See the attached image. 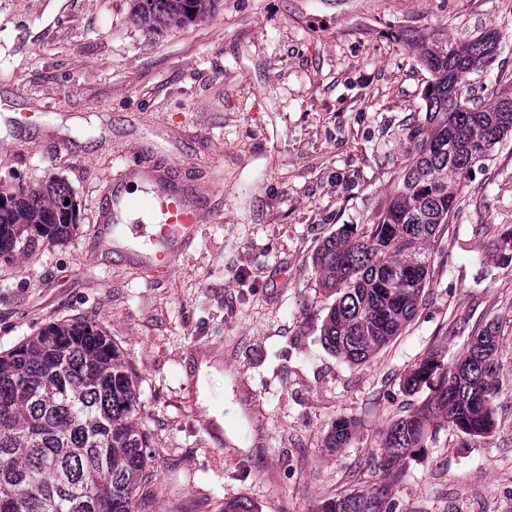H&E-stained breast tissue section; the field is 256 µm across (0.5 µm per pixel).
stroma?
<instances>
[{"instance_id": "35a3bbf8", "label": "stroma", "mask_w": 512, "mask_h": 512, "mask_svg": "<svg viewBox=\"0 0 512 512\" xmlns=\"http://www.w3.org/2000/svg\"><path fill=\"white\" fill-rule=\"evenodd\" d=\"M495 32L496 56L464 97L512 83V0H217L211 17L152 32L131 0H0V192L58 178L78 228L0 262V352L47 324L103 326L138 378L155 496L147 512H317L377 481L381 435L444 367L500 327L496 430L428 426L395 485L396 512H512V139L476 164L433 243L427 295L368 361L328 349L331 304L314 263L343 225L371 223L425 115L429 74L412 44ZM25 124L14 123V116ZM167 170L206 202L197 238L156 279L99 248L91 230L123 160ZM195 343L219 359L211 400L231 430L216 447L197 402ZM350 441L325 447L333 422Z\"/></svg>"}]
</instances>
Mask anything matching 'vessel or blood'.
<instances>
[{"instance_id":"obj_1","label":"vessel or blood","mask_w":512,"mask_h":512,"mask_svg":"<svg viewBox=\"0 0 512 512\" xmlns=\"http://www.w3.org/2000/svg\"><path fill=\"white\" fill-rule=\"evenodd\" d=\"M134 179L150 186L145 207L153 214L154 223L124 225L118 219L125 203L123 192L128 181ZM203 220L202 202L189 199L176 189L165 170L128 163L120 170L113 184L112 203L99 215L92 235L104 240L112 235L129 234L136 247L124 251V259L167 275L195 238Z\"/></svg>"}]
</instances>
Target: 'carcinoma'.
<instances>
[{
	"mask_svg": "<svg viewBox=\"0 0 512 512\" xmlns=\"http://www.w3.org/2000/svg\"><path fill=\"white\" fill-rule=\"evenodd\" d=\"M151 31L201 21L215 0H133ZM497 40L427 38L417 44L429 78L424 121L395 190L372 223L342 229L316 254L320 286L333 297L323 324L327 346L361 364L407 326L422 304L433 262L430 244L456 208L469 171L512 134V88L488 104L462 99L460 77L491 65ZM66 186L50 179L35 190L0 195V259L10 261L41 239L76 228ZM499 332L489 324L460 359L441 371L425 358L405 378L408 392L426 385L420 407L390 423L378 465L384 480L337 493L322 512H395L392 487L404 461L424 447V431L441 419L470 437H485L502 407L497 383ZM140 400L127 356L95 322L68 319L41 328L0 354V512H141L152 475L136 416ZM354 421L339 419L326 447L341 448Z\"/></svg>",
	"mask_w": 512,
	"mask_h": 512,
	"instance_id": "1",
	"label": "carcinoma"
}]
</instances>
